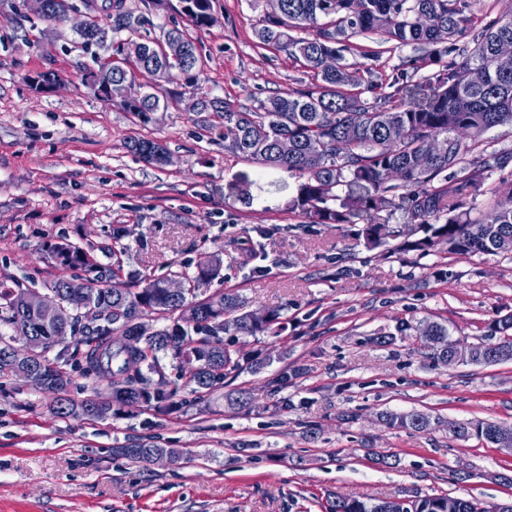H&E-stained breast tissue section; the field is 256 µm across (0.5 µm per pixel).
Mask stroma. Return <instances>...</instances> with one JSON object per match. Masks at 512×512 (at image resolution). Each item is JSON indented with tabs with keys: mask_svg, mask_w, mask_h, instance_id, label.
<instances>
[{
	"mask_svg": "<svg viewBox=\"0 0 512 512\" xmlns=\"http://www.w3.org/2000/svg\"><path fill=\"white\" fill-rule=\"evenodd\" d=\"M151 20L143 35L190 30L179 0H127ZM266 0H213L216 23L190 30L200 92L235 107L312 79L255 36ZM73 12L62 21L35 0H0V284L49 294L60 278L136 281L193 272L224 260L206 294L238 293L249 309L279 310L277 334L233 337L246 369L196 390L172 355L162 357L175 396L164 410L140 404L101 419L62 418L55 397L19 371L0 372V512H328L361 501L447 495L490 508L512 504V452L457 439L452 424L512 425V360L434 363L416 328L447 327L475 345L499 340L512 316V258L426 254L397 241L369 248L333 224L288 210L286 188L244 203L256 166L224 148V117L194 112L181 81L158 90L148 120L98 99L82 78ZM53 71L51 89L30 76ZM168 148L158 168L130 153L133 139ZM65 242L91 252L95 271L60 265ZM408 331H400L401 323ZM396 339L375 345L377 334ZM64 363L63 397L110 394L107 382ZM244 394L229 405L228 394ZM422 412L419 431L390 427L383 411ZM151 443L181 452L177 465L134 462L120 448Z\"/></svg>",
	"mask_w": 512,
	"mask_h": 512,
	"instance_id": "stroma-1",
	"label": "stroma"
}]
</instances>
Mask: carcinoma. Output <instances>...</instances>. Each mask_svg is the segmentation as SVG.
Wrapping results in <instances>:
<instances>
[{
	"label": "carcinoma",
	"instance_id": "cac0c4a2",
	"mask_svg": "<svg viewBox=\"0 0 512 512\" xmlns=\"http://www.w3.org/2000/svg\"><path fill=\"white\" fill-rule=\"evenodd\" d=\"M113 0L106 8L105 25L90 18L86 32L78 35L81 50L97 67L110 56L100 54L107 38H139L145 18ZM181 13L198 31L216 22L212 0H180ZM479 0H281L276 15L265 14L256 38L263 46L280 48L314 73L316 83L306 89L275 94L245 110L222 98L201 95L198 111L216 110L224 115V148L258 166L257 188L270 193L280 189L272 178L286 170L296 183L288 210L312 224H347L352 236L369 247H378L390 237H402L405 251L425 252L444 241L458 253L512 254V189L502 195L492 211L471 217L477 198L484 194L492 172L512 163V149L488 152L484 136L499 126L512 127V72L494 66L498 48L512 43V18L496 17L481 28L474 24ZM379 36L378 48H364L354 39ZM165 36L183 43L189 62L176 65L167 60L158 41L145 42L146 51L133 68H112V103L127 112L146 117L159 106L156 92L139 100L122 97L125 84L143 72L155 81L183 80L196 91L195 71L199 58L194 41L182 30L171 28ZM411 46L420 55L402 59L397 74L386 82L379 72L382 55ZM365 62H345V53ZM432 68L420 81L412 82L422 69ZM481 69L485 79L470 81ZM347 86H360L348 93ZM445 138L448 150L430 153L427 144ZM283 139L292 144L286 153ZM131 152L147 164L164 166L170 155L158 142L134 139ZM426 233L413 240L414 232ZM56 259L65 266L93 267V258L82 248L59 244ZM223 259L214 254L197 265L192 274L180 273L187 295L169 297L164 281L153 280L139 288H122L97 279L75 294L67 280L52 285L62 307L52 317L27 311L23 294L0 289V367L17 360L10 347L13 333L32 331L42 337L41 351L21 361L24 372H43L50 386L63 390L55 365L47 353L56 346L69 348L68 338L84 346L82 357L93 364L99 378H121L124 395L115 398L118 407L155 402V407L173 397L164 389L166 377L159 353L172 351L174 358L195 364L192 381L209 390L224 383L227 372L240 367L237 352L224 343V336L254 335L272 328L280 319L267 311L260 322L253 312L242 311L235 294L201 297V288L219 276ZM93 301L107 313L105 324L85 331L80 327V309ZM153 317L166 325L151 336L140 337L139 358L145 370L128 374L129 353L112 344V337L134 331L141 320ZM419 335L432 336L428 343L432 359L444 365L448 329L429 322ZM158 376L151 387V376ZM391 426L423 430L431 425L424 413L398 416L381 413ZM496 425L477 420L450 428L455 438L492 441ZM152 445L118 448L116 453L139 462L150 460ZM447 498L420 497L401 502L379 500L366 503L341 495L330 501L329 512H442Z\"/></svg>",
	"mask_w": 512,
	"mask_h": 512
}]
</instances>
